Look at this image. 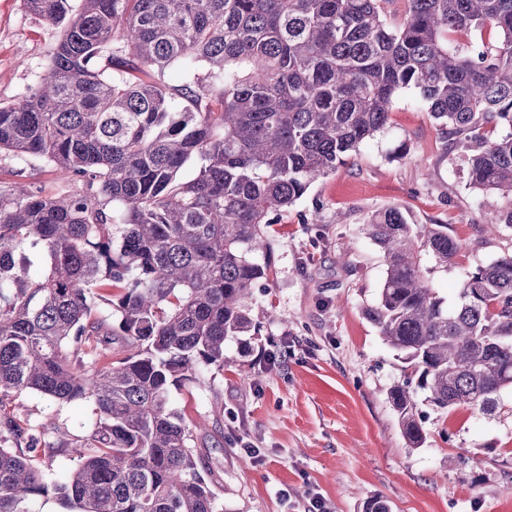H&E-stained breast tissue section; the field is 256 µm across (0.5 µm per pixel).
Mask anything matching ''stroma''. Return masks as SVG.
<instances>
[{
    "mask_svg": "<svg viewBox=\"0 0 512 512\" xmlns=\"http://www.w3.org/2000/svg\"><path fill=\"white\" fill-rule=\"evenodd\" d=\"M60 35L23 0H0V103L35 83ZM465 156L464 144L446 145L417 91H403L388 131L274 225L270 275L249 301L259 334L245 351L230 343L223 370L208 369L203 385L170 392L173 408L201 426L197 446L219 512H302L312 497L331 512H364L374 498L392 512H512V390L490 416L419 402L428 439L409 447L387 399L403 362L364 315L386 269L363 229L374 211L398 207L416 223L447 225L461 251L445 267L427 254L422 261L451 299L466 273L512 252V229L491 239L481 231L502 200L469 189ZM17 182L49 196L72 190L43 161L1 155L0 189ZM8 407L47 442L38 464L49 483H64L78 459L57 442L87 438L94 404L25 392Z\"/></svg>",
    "mask_w": 512,
    "mask_h": 512,
    "instance_id": "1",
    "label": "stroma"
}]
</instances>
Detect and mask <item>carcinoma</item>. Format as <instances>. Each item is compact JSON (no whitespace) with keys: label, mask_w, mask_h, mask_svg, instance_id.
Here are the masks:
<instances>
[{"label":"carcinoma","mask_w":512,"mask_h":512,"mask_svg":"<svg viewBox=\"0 0 512 512\" xmlns=\"http://www.w3.org/2000/svg\"><path fill=\"white\" fill-rule=\"evenodd\" d=\"M388 2L24 0L62 36L28 94L0 104V154L76 190H0V512L49 490L42 439L7 409L23 392L95 405L54 485L72 512H217L170 386L259 333L248 299L270 227L390 127L400 92L465 136L470 188L506 199L483 230L512 228V0H408L397 27ZM485 29L498 41L457 43ZM366 230L386 275L365 315L410 369L388 400L420 448L418 393L491 415L512 388V253L466 274L450 307L421 262L460 252L448 225L390 207ZM114 344L134 352L114 360Z\"/></svg>","instance_id":"carcinoma-1"}]
</instances>
